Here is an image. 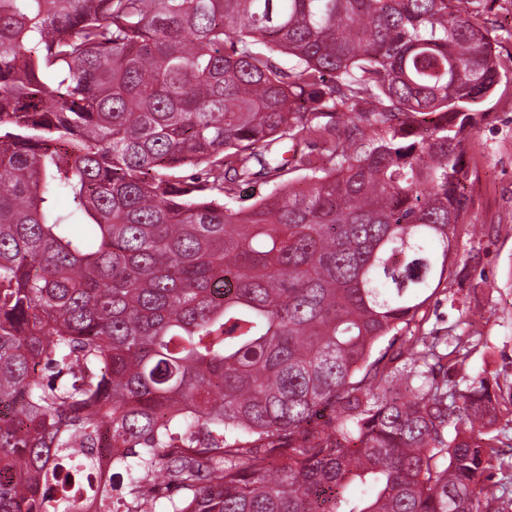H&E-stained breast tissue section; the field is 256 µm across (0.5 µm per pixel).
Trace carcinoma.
Segmentation results:
<instances>
[{
    "label": "carcinoma",
    "instance_id": "1",
    "mask_svg": "<svg viewBox=\"0 0 512 512\" xmlns=\"http://www.w3.org/2000/svg\"><path fill=\"white\" fill-rule=\"evenodd\" d=\"M493 2L0 0V512H75L59 461L100 454L103 512L494 499L503 388L418 320L462 274Z\"/></svg>",
    "mask_w": 512,
    "mask_h": 512
}]
</instances>
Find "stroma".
Segmentation results:
<instances>
[{"label":"stroma","instance_id":"1","mask_svg":"<svg viewBox=\"0 0 512 512\" xmlns=\"http://www.w3.org/2000/svg\"><path fill=\"white\" fill-rule=\"evenodd\" d=\"M492 33L506 78L487 101L490 117L468 136V216L457 232L467 286L449 281L424 309L425 329H447L465 316L483 345L469 360L470 372L512 384V0H497Z\"/></svg>","mask_w":512,"mask_h":512}]
</instances>
